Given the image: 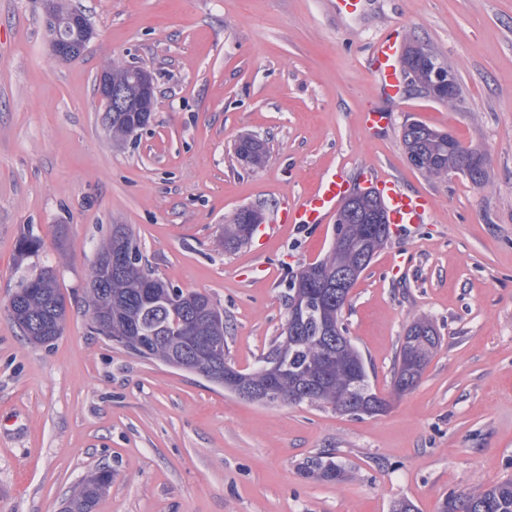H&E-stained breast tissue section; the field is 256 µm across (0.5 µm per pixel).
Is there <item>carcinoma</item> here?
<instances>
[{
    "mask_svg": "<svg viewBox=\"0 0 512 512\" xmlns=\"http://www.w3.org/2000/svg\"><path fill=\"white\" fill-rule=\"evenodd\" d=\"M152 105L151 99H133L126 111L112 117V137L131 135L143 124L142 117L152 116ZM403 143L406 153L421 158L419 170L430 176L446 174L452 165L467 170L476 186L486 179L480 155L462 150L460 142L445 132L411 122L404 126ZM236 154L244 165L256 169L265 164L267 149L263 141L245 136L239 140ZM359 210V220L353 221L347 209H339L336 246L322 260L303 267L292 280L296 287L290 289L287 309L296 302L298 314L287 315L281 336L263 357L265 362L278 363L276 381L270 385L259 368L239 371L222 357L217 365L204 367L211 374L210 382L233 394L243 380L256 387L269 385L271 390L263 399L266 404L327 403L354 416L386 411L388 402L376 393L369 374L359 382L354 377V369L365 367V361L341 323L349 293L336 292V272L359 264L363 257L373 260L390 236L379 197L364 199ZM262 222L261 210L239 209L231 223L224 225V248L246 244ZM132 239L127 225L114 224L97 253L88 289L90 328L112 339L123 336L126 349L133 354L168 365L178 357L195 358L199 339L224 343V318L207 295L184 292L152 277L142 266L139 252L121 270L110 269V255L128 249ZM40 249L39 237L22 236L19 261L39 255ZM66 312L65 297L47 266L35 268L34 274L21 280L10 298L11 317L32 344L56 339L62 333ZM439 346L440 337L431 321L419 319L407 328L394 372L397 393L416 386ZM303 473L310 479L333 481L341 477L342 467L333 453L323 451L306 462ZM111 482V472L95 473L70 498L64 512H92ZM440 512H512V477L478 491L452 492L442 500Z\"/></svg>",
    "mask_w": 512,
    "mask_h": 512,
    "instance_id": "cac0c4a2",
    "label": "carcinoma"
}]
</instances>
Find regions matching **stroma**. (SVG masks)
<instances>
[{
  "instance_id": "35a3bbf8",
  "label": "stroma",
  "mask_w": 512,
  "mask_h": 512,
  "mask_svg": "<svg viewBox=\"0 0 512 512\" xmlns=\"http://www.w3.org/2000/svg\"><path fill=\"white\" fill-rule=\"evenodd\" d=\"M66 2L92 30L71 60L51 49L42 0H0V512H61L102 469L112 484L93 512H391L400 499L438 512L450 492L512 477V0H369L343 17L330 0ZM391 29L438 55L457 101L378 90L371 47ZM113 65L155 85L150 124L119 142L96 87ZM372 110L390 125L364 128ZM414 120L481 155L484 183L412 167ZM247 134L266 142L261 169L236 158ZM369 166L432 204L418 230L391 233L342 312L385 413L251 402L91 329V266L125 224L153 277L223 311L228 360L253 369L283 331L291 277L326 256L335 226L228 251L225 224ZM26 232L67 302L42 346L8 311L31 270L17 261ZM421 318L441 345L399 395L401 340ZM322 451L340 480L303 475Z\"/></svg>"
}]
</instances>
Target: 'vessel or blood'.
<instances>
[{"label":"vessel or blood","mask_w":512,"mask_h":512,"mask_svg":"<svg viewBox=\"0 0 512 512\" xmlns=\"http://www.w3.org/2000/svg\"><path fill=\"white\" fill-rule=\"evenodd\" d=\"M399 43L394 33L382 34L375 41L371 61L380 90L389 97L401 91L397 68ZM367 177L380 192L387 212V221L396 228L425 223L431 211L428 197L407 191L394 178L374 169H367ZM349 192V183L342 175L332 173L323 177L314 190L302 197L298 204L284 209L279 222L283 225L306 226L324 224L334 217L338 206Z\"/></svg>","instance_id":"1"}]
</instances>
